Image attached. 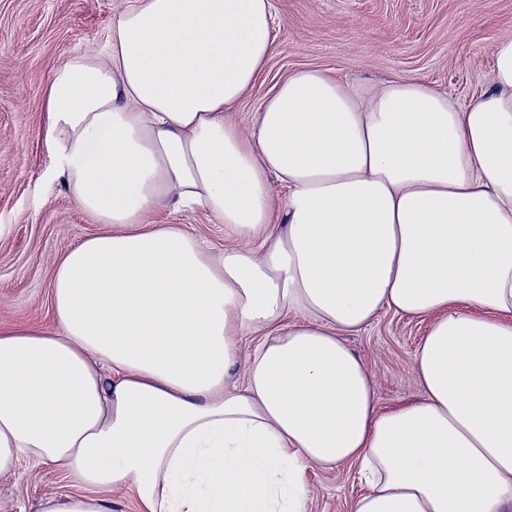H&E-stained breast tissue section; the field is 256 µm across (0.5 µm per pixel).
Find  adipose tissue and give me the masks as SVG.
<instances>
[{
    "mask_svg": "<svg viewBox=\"0 0 512 512\" xmlns=\"http://www.w3.org/2000/svg\"><path fill=\"white\" fill-rule=\"evenodd\" d=\"M275 22L131 0L103 57L53 73L58 172L103 229L60 259L53 326L0 327V476L77 478L39 512H111L116 487L139 512H308L309 469L353 463V512H512V36L466 107L307 67L245 130ZM165 202L242 246L155 223ZM386 309L432 322L420 399L383 411L344 337Z\"/></svg>",
    "mask_w": 512,
    "mask_h": 512,
    "instance_id": "obj_1",
    "label": "adipose tissue"
}]
</instances>
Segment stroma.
Wrapping results in <instances>:
<instances>
[{"mask_svg": "<svg viewBox=\"0 0 512 512\" xmlns=\"http://www.w3.org/2000/svg\"><path fill=\"white\" fill-rule=\"evenodd\" d=\"M127 0H0V325L48 327L61 256L100 229L57 173L47 134V91L58 68L103 51L113 14ZM277 47L255 87L233 109L249 128L261 101L294 71L319 66L378 82L417 79L467 106L488 86L492 45L512 35V0H273ZM159 224H181L212 246L235 247L203 207L160 208ZM429 318L390 310L350 348L376 382L387 410L420 397L415 355ZM311 512H352L365 491L358 468L308 472ZM67 472L20 460L0 478V512H38L50 496L78 492Z\"/></svg>", "mask_w": 512, "mask_h": 512, "instance_id": "1", "label": "stroma"}]
</instances>
